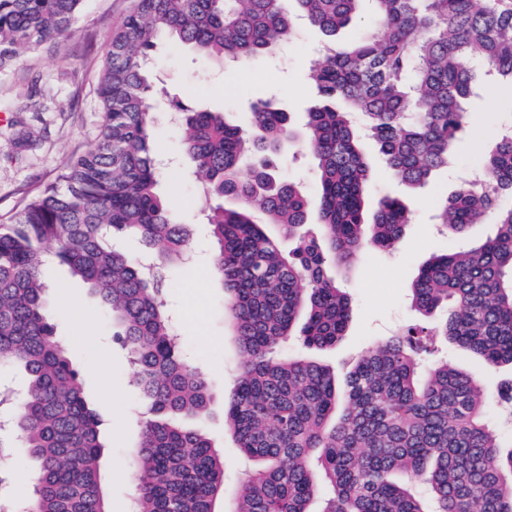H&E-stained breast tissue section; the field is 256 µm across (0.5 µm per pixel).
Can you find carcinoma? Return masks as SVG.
Here are the masks:
<instances>
[{
    "label": "carcinoma",
    "instance_id": "obj_1",
    "mask_svg": "<svg viewBox=\"0 0 512 512\" xmlns=\"http://www.w3.org/2000/svg\"><path fill=\"white\" fill-rule=\"evenodd\" d=\"M83 0H0V72L21 50L74 33ZM363 0H137L107 42L99 81L98 142L74 157L56 184L0 225V368L20 373L21 401L3 408L0 457L21 442L34 464L31 496L15 512H109L100 477V419L83 395L49 314L47 271L64 266L89 288L113 338L130 353L147 406L133 466V512H214L224 493V456L181 424L206 412L212 390L172 333L159 270L191 247L157 193L149 59L161 34L200 55L241 63L291 39L297 21L331 37L308 72L317 104L303 113V144L316 160V209L279 175L296 138L288 113L254 106L250 129L222 112L179 102L177 127L199 182L215 246L224 317L245 361L224 399V422L251 462L233 512H512V442L487 415L471 375L446 362L423 368L433 336L488 365H512V127L480 152L483 178L464 182L439 207L451 238L490 212L493 232L463 251L433 256L412 286L430 330L408 326L365 352L343 391L316 360L288 357L294 338L331 348L345 335L350 300L331 274L365 249L392 250L411 222L407 203L384 196L366 220L371 166L365 137L411 188L448 166L467 123L471 60L512 85V6L504 0H368L382 36L333 41ZM231 198L235 207H224ZM138 239L146 273L119 247ZM293 242L285 252L280 238Z\"/></svg>",
    "mask_w": 512,
    "mask_h": 512
}]
</instances>
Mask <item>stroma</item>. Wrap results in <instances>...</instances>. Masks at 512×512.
Masks as SVG:
<instances>
[{"mask_svg":"<svg viewBox=\"0 0 512 512\" xmlns=\"http://www.w3.org/2000/svg\"><path fill=\"white\" fill-rule=\"evenodd\" d=\"M134 4L135 0H83L72 36L22 50L12 67L0 73V224L10 223L24 202L53 184L63 167L95 141L101 121L97 88L104 51ZM325 41L320 31L303 24L294 40L245 65L208 59L184 45L160 39L150 59L151 71L165 90L164 96L152 100V109L159 115L154 131L159 156L179 165L185 162L179 130L166 118L177 100L222 112L243 126L249 123L251 105L260 100L274 101L295 116L305 112L314 99L306 73L319 59ZM465 108L468 124L456 145L453 166L436 173L423 188L405 186L386 166L375 143L364 142L373 169L371 197L405 200L412 222L394 251L367 250L341 280L352 309L347 334L335 349L315 354L337 373H345L362 353L406 325L419 322L411 306V288L420 267L432 255L462 244L476 245L489 232L488 225L478 224L459 241L439 232L431 220L439 204L459 189L465 173L474 167L477 151L492 147L501 129L512 124V91L477 88ZM22 129L35 137L34 146L26 150L15 145ZM160 190L180 220L193 227L189 259L165 272L168 304L174 334L214 391L211 412L196 419L195 425L224 450V497L217 501L215 512H233L240 453L232 434L224 429V394L240 374L243 356L224 320L221 285L211 274L212 240L205 225L198 222L206 200L192 180L164 179ZM50 280L51 307L62 312L58 332L68 341L69 355L83 376L86 398L101 420L104 491L112 512H126L131 451L146 412L134 369L128 352L113 344L107 318L90 314L94 300L87 288L61 267L51 270ZM70 299L79 302V311L67 310ZM442 348L452 365L480 380L491 398L490 417H500L494 396L503 382L512 379V366L490 370L455 344L446 342ZM104 353L112 361L106 376L97 370Z\"/></svg>","mask_w":512,"mask_h":512,"instance_id":"stroma-1","label":"stroma"}]
</instances>
